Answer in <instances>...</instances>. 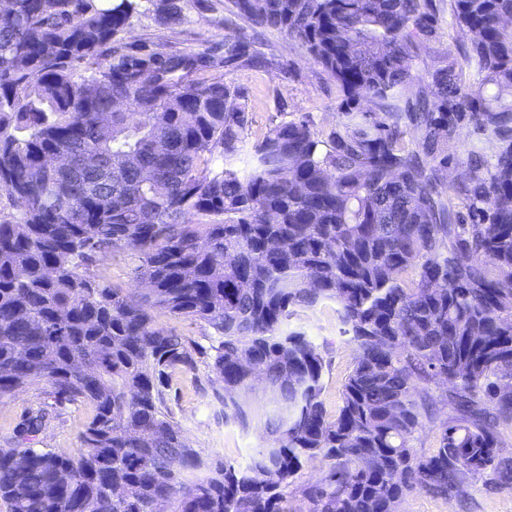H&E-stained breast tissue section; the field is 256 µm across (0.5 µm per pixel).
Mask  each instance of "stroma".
<instances>
[{
	"label": "stroma",
	"instance_id": "obj_1",
	"mask_svg": "<svg viewBox=\"0 0 512 512\" xmlns=\"http://www.w3.org/2000/svg\"><path fill=\"white\" fill-rule=\"evenodd\" d=\"M182 5L184 23L166 29L155 23L150 0H143L114 37L113 45L123 53L140 48L198 53L223 49L228 40L249 42L263 58V65L221 67L199 74L200 79H220L234 88L245 109V139L235 167L245 168L253 145L282 123L303 120L323 134L335 127L339 116L334 81L286 33L236 16L233 0H182ZM433 6L439 25L435 37L420 49L414 61L413 87L417 90L425 88L428 72L437 62L461 57L467 46L465 34L452 23L453 0H433ZM156 326L188 337L195 344V369L174 370L169 390V404L189 444L207 461L246 465L267 434L260 424L245 430L225 422L214 399L220 384L208 368L211 329L200 322L169 316L157 317ZM286 328L304 333L324 349L327 368L322 400L327 412L336 414L357 357L355 345L343 332L336 303L325 300L311 307H296ZM46 401L43 390L33 387L0 402V448L14 447L15 431L23 416ZM92 415V406L84 403L54 406L41 436L43 447L75 453ZM395 512H512V485L500 486L484 477L469 479L458 495L449 498L417 490L404 495Z\"/></svg>",
	"mask_w": 512,
	"mask_h": 512
}]
</instances>
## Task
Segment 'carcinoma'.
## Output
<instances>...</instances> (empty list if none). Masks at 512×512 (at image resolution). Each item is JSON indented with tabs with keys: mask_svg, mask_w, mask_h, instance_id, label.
Returning <instances> with one entry per match:
<instances>
[{
	"mask_svg": "<svg viewBox=\"0 0 512 512\" xmlns=\"http://www.w3.org/2000/svg\"><path fill=\"white\" fill-rule=\"evenodd\" d=\"M138 0H12L0 9V188L24 207L0 223V402L42 387L94 413L73 455L37 448L50 412L29 411L0 448L8 512H292L303 464L334 460L302 489L307 512H395L405 494L448 496L469 476L512 483L499 426L512 424V0H453L468 35L416 97L413 61L432 38V0H234L280 30L336 83L340 118L320 136L276 126L244 140L238 92L207 69L224 56L119 53ZM159 0L156 20H182ZM95 65L88 78L76 64ZM417 133L405 139L403 122ZM473 126L467 178L443 172ZM60 151L73 168L46 156ZM223 166L213 167L214 154ZM130 248L149 288L98 278ZM336 302L358 351L342 406L321 399L320 347L282 325L297 306ZM200 321L224 421L273 439L237 468L190 446L168 406L170 372L196 362L154 314ZM263 365L271 395L251 399ZM447 382L449 397L433 386ZM438 446L414 434L441 402ZM332 463V460L320 455L304 464L295 477L294 483L288 488V500L293 509L301 508L305 512L306 509L300 501L298 491L300 488L319 482L328 472Z\"/></svg>",
	"mask_w": 512,
	"mask_h": 512,
	"instance_id": "obj_1",
	"label": "carcinoma"
}]
</instances>
